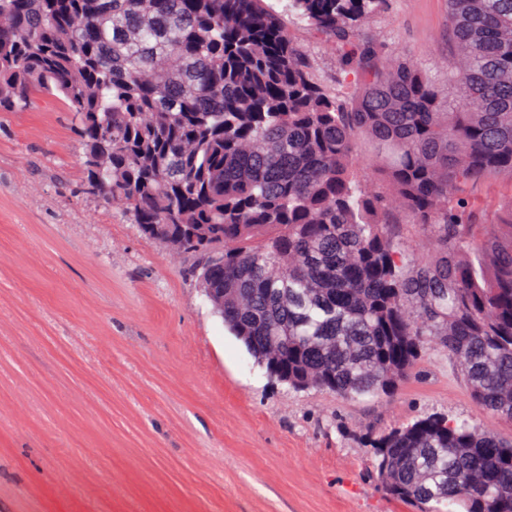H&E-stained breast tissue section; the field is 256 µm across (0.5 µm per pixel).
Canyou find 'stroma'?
<instances>
[{
    "label": "stroma",
    "instance_id": "stroma-1",
    "mask_svg": "<svg viewBox=\"0 0 512 512\" xmlns=\"http://www.w3.org/2000/svg\"><path fill=\"white\" fill-rule=\"evenodd\" d=\"M372 33L447 83L446 0H390ZM62 102L0 112V506L17 512H411L369 443L432 414L503 436L428 347L388 399L268 377L122 207L85 194Z\"/></svg>",
    "mask_w": 512,
    "mask_h": 512
}]
</instances>
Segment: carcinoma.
Segmentation results:
<instances>
[{"instance_id": "carcinoma-1", "label": "carcinoma", "mask_w": 512, "mask_h": 512, "mask_svg": "<svg viewBox=\"0 0 512 512\" xmlns=\"http://www.w3.org/2000/svg\"><path fill=\"white\" fill-rule=\"evenodd\" d=\"M388 4L288 0L336 55L328 84L266 0H0V112L63 101L84 189L199 257L270 378L388 398L430 345L512 423V201L482 224L474 200L512 180V0H448L446 94L364 31ZM363 141L384 186L356 168ZM373 448L413 512H512V436L434 414Z\"/></svg>"}]
</instances>
